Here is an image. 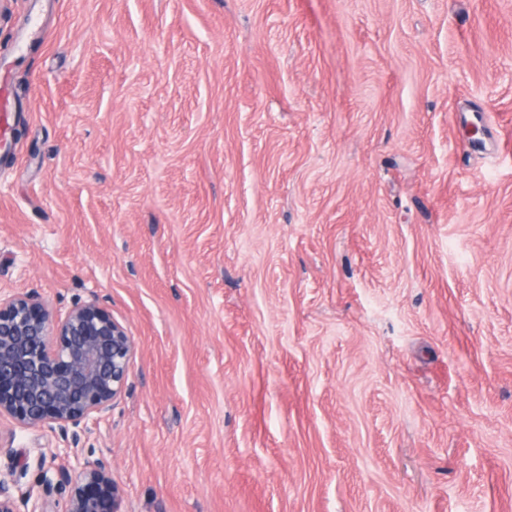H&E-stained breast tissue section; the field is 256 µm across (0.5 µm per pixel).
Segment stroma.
Here are the masks:
<instances>
[{"instance_id": "stroma-1", "label": "stroma", "mask_w": 512, "mask_h": 512, "mask_svg": "<svg viewBox=\"0 0 512 512\" xmlns=\"http://www.w3.org/2000/svg\"><path fill=\"white\" fill-rule=\"evenodd\" d=\"M0 292L130 336L120 512H512V0H0ZM59 431L0 420L37 487Z\"/></svg>"}]
</instances>
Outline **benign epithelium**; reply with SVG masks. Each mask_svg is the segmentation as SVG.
Segmentation results:
<instances>
[{
    "label": "benign epithelium",
    "mask_w": 512,
    "mask_h": 512,
    "mask_svg": "<svg viewBox=\"0 0 512 512\" xmlns=\"http://www.w3.org/2000/svg\"><path fill=\"white\" fill-rule=\"evenodd\" d=\"M132 341L97 299L58 319L34 294H0V418L22 428H88L126 383ZM42 493L15 496L0 478V512H120L106 464L56 448ZM68 490L65 502L52 496Z\"/></svg>",
    "instance_id": "7a95c632"
}]
</instances>
